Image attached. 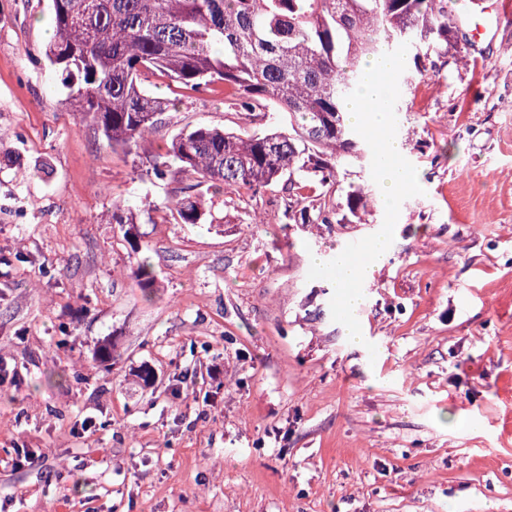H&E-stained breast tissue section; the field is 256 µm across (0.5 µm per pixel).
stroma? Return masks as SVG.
Returning a JSON list of instances; mask_svg holds the SVG:
<instances>
[{
  "label": "stroma",
  "mask_w": 512,
  "mask_h": 512,
  "mask_svg": "<svg viewBox=\"0 0 512 512\" xmlns=\"http://www.w3.org/2000/svg\"><path fill=\"white\" fill-rule=\"evenodd\" d=\"M464 11L448 0L470 60L399 79L424 193L400 207L355 345L308 271L380 230L383 199L366 224L346 207L370 164L313 185L331 224L289 221L281 184L199 185L209 223H176L163 203L187 182L146 176L148 156L179 128L247 129L237 106L148 78L171 126L112 149L43 60L48 0H0V512H512V18ZM143 242L151 302L130 272ZM19 446L39 462L13 467Z\"/></svg>",
  "instance_id": "obj_1"
}]
</instances>
